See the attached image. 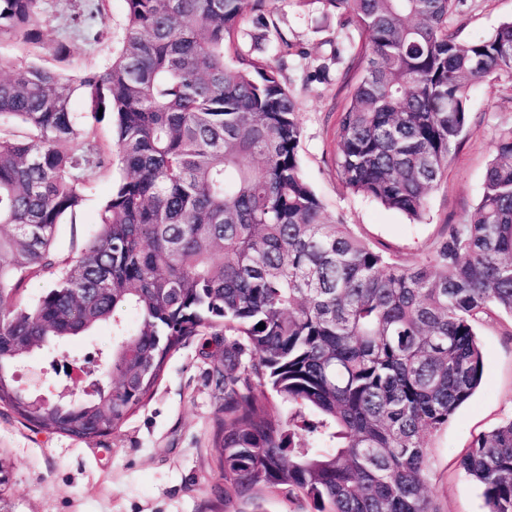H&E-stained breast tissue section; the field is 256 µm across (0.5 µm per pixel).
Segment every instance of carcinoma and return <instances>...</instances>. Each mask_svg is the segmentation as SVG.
<instances>
[{
	"label": "carcinoma",
	"instance_id": "1",
	"mask_svg": "<svg viewBox=\"0 0 512 512\" xmlns=\"http://www.w3.org/2000/svg\"><path fill=\"white\" fill-rule=\"evenodd\" d=\"M106 0L72 16L104 34ZM275 0H125L112 62L77 76L0 63V404L91 441L154 393L170 354L206 337L223 393L214 447L228 506L264 493L314 512H441L427 436L479 389L475 324L512 316V129L495 144L480 201L413 265L330 221L299 163L302 129L283 77L292 45ZM346 32L347 101L336 172L347 190L413 219L469 121L473 82L512 71V21L460 42L456 0H320ZM253 17L260 27L241 38ZM40 0H0V39L42 44ZM276 41L279 64L254 54ZM81 95L87 111H71ZM115 117L113 150L99 113ZM123 175L96 232L55 254L94 175ZM50 279L31 305L15 302ZM112 323L95 393L35 405L22 350ZM265 324L264 329L257 325ZM459 467L485 512H512V417Z\"/></svg>",
	"mask_w": 512,
	"mask_h": 512
}]
</instances>
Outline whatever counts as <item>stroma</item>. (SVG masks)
I'll return each mask as SVG.
<instances>
[{
  "mask_svg": "<svg viewBox=\"0 0 512 512\" xmlns=\"http://www.w3.org/2000/svg\"><path fill=\"white\" fill-rule=\"evenodd\" d=\"M73 0H43L50 22L43 30L47 50L0 40V61L26 60L67 74L102 68L118 48L126 24L124 0H108L106 37L91 43L73 34ZM293 46L284 77L298 105L302 128L299 156L304 176L326 215L348 224L358 237L402 264L431 251L449 225L466 223L477 204L499 134L512 128V73L477 81L469 100V125L448 157L447 173L428 199L425 215L413 222L398 211L344 190L334 165L336 120L345 103L347 60L332 55L344 41L337 14L319 0H275L270 15ZM512 20V0H456L450 27L459 41L492 33ZM64 43L69 57L57 59L50 46ZM119 169L94 177L76 221L58 227L59 257L94 234L101 206ZM484 356L483 383L472 398L428 437L430 488L441 512H484L480 488L459 469L458 459L480 433L512 416V316L500 314L477 327ZM112 345V326L100 324L64 349L74 364L99 363ZM52 352L33 351L19 371L30 397L54 400L84 390L85 380L55 374ZM201 339L174 352L150 400L117 431L83 442L41 430L0 405V456L11 460L13 478L5 497L8 512H224L217 495L224 484L213 446L222 394Z\"/></svg>",
  "mask_w": 512,
  "mask_h": 512,
  "instance_id": "1",
  "label": "stroma"
}]
</instances>
